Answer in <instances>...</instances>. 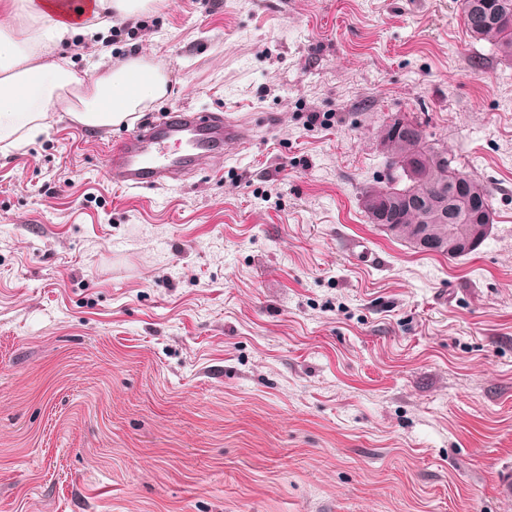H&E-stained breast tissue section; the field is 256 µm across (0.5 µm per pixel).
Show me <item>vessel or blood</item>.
<instances>
[{
  "label": "vessel or blood",
  "instance_id": "obj_1",
  "mask_svg": "<svg viewBox=\"0 0 512 512\" xmlns=\"http://www.w3.org/2000/svg\"><path fill=\"white\" fill-rule=\"evenodd\" d=\"M240 137L238 127L223 115L181 108L133 128L108 150L105 173L123 188H156L184 171L205 168Z\"/></svg>",
  "mask_w": 512,
  "mask_h": 512
}]
</instances>
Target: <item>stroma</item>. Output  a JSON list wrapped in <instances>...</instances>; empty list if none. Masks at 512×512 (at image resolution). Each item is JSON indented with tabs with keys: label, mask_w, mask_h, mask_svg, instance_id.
<instances>
[{
	"label": "stroma",
	"mask_w": 512,
	"mask_h": 512,
	"mask_svg": "<svg viewBox=\"0 0 512 512\" xmlns=\"http://www.w3.org/2000/svg\"><path fill=\"white\" fill-rule=\"evenodd\" d=\"M55 48L164 97L0 148V512H512V61L461 0H152ZM123 27L112 37V27ZM242 138L121 189L178 108ZM486 190L472 254L371 224L379 125Z\"/></svg>",
	"instance_id": "35a3bbf8"
}]
</instances>
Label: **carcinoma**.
<instances>
[{"label":"carcinoma","mask_w":512,"mask_h":512,"mask_svg":"<svg viewBox=\"0 0 512 512\" xmlns=\"http://www.w3.org/2000/svg\"><path fill=\"white\" fill-rule=\"evenodd\" d=\"M485 2L487 0H463L464 26L472 38L488 42L501 57L512 60V21H503L512 16V0H495L490 7ZM405 125L406 128L399 132L389 122L380 129L379 145L388 165L399 166L413 148H420L428 162V179L435 181L429 192H436L439 181H445L444 192L457 204L458 212L453 217L445 214L432 218L424 205L410 206L396 215L397 227L391 231V236L410 245L413 237L422 232L445 247L450 237L466 239L473 216L480 208L489 207L485 189L470 175L452 167L454 157L442 147L426 141L417 123L407 119ZM419 194L421 189L413 188L409 182L399 187L389 181L384 186L365 187L361 197L402 195L414 199Z\"/></svg>","instance_id":"cac0c4a2"}]
</instances>
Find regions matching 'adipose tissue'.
Returning <instances> with one entry per match:
<instances>
[{"label": "adipose tissue", "mask_w": 512, "mask_h": 512, "mask_svg": "<svg viewBox=\"0 0 512 512\" xmlns=\"http://www.w3.org/2000/svg\"><path fill=\"white\" fill-rule=\"evenodd\" d=\"M21 11L32 27L15 37L0 34V145L33 139L53 112H68L83 124L114 125L141 103L165 95L157 70L133 59L100 74L80 107L67 106L63 90L80 87L82 80L52 52L82 28L57 0H0V16Z\"/></svg>", "instance_id": "obj_1"}]
</instances>
